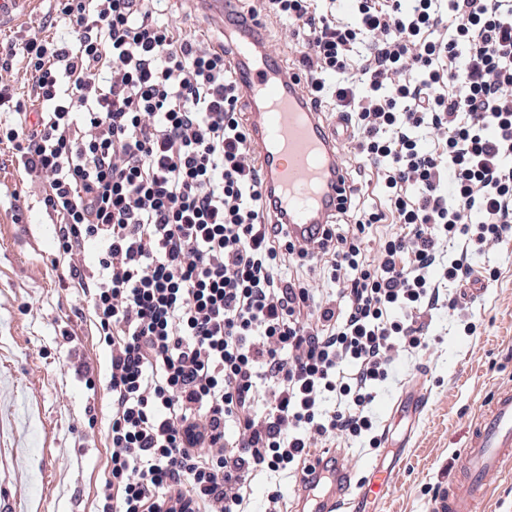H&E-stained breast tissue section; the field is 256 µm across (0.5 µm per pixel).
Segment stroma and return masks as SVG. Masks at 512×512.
Segmentation results:
<instances>
[{
    "mask_svg": "<svg viewBox=\"0 0 512 512\" xmlns=\"http://www.w3.org/2000/svg\"><path fill=\"white\" fill-rule=\"evenodd\" d=\"M160 8L184 32L223 46L197 0H162ZM15 190L24 205L15 206ZM39 197V184L27 180L12 149L0 145V396L15 393L25 402L16 424L0 430V495L22 499L25 512H93L109 455V351L97 342L80 289L59 282L54 219ZM473 267L497 272L468 307L475 335L459 333L455 313L439 310L429 348L401 356L374 402L377 422L390 424L381 446L336 441L352 470L370 457L395 464L383 512H425L435 492L447 490L444 470L462 453L492 393L512 386V245L475 257ZM83 362L92 368L94 386L76 373ZM419 380L429 390L419 422L388 417L385 401Z\"/></svg>",
    "mask_w": 512,
    "mask_h": 512,
    "instance_id": "1",
    "label": "stroma"
}]
</instances>
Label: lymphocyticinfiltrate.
<instances>
[{"label":"lymphocytic infiltrate","mask_w":512,"mask_h":512,"mask_svg":"<svg viewBox=\"0 0 512 512\" xmlns=\"http://www.w3.org/2000/svg\"><path fill=\"white\" fill-rule=\"evenodd\" d=\"M355 2L348 22L335 0L247 6L288 23L308 102L349 119L384 200L351 187L310 244L261 223L226 52L161 20L160 0H56L43 25L66 33L0 57V144L43 181L54 264L110 352L95 512H249L258 475L305 471L339 436L380 446L377 389L428 349L436 311L476 333L452 289L512 241V0Z\"/></svg>","instance_id":"f902f5d3"}]
</instances>
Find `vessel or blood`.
<instances>
[{
    "mask_svg": "<svg viewBox=\"0 0 512 512\" xmlns=\"http://www.w3.org/2000/svg\"><path fill=\"white\" fill-rule=\"evenodd\" d=\"M209 19L221 22L232 46L230 66L251 106V146L262 169L263 208L269 223L287 224L294 240L318 236L336 219L349 182L334 154L337 138H351L343 115L325 122L308 104L298 77L285 71L261 38V23L228 22L225 0H199ZM315 477L330 480L313 512H366L368 499L383 496L394 479L393 468L366 462L367 476L355 480L338 468L335 451L312 454ZM512 469V388L498 390L472 431L458 474L447 495L429 512H481L486 478Z\"/></svg>",
    "mask_w": 512,
    "mask_h": 512,
    "instance_id": "obj_1",
    "label": "vessel or blood"
}]
</instances>
